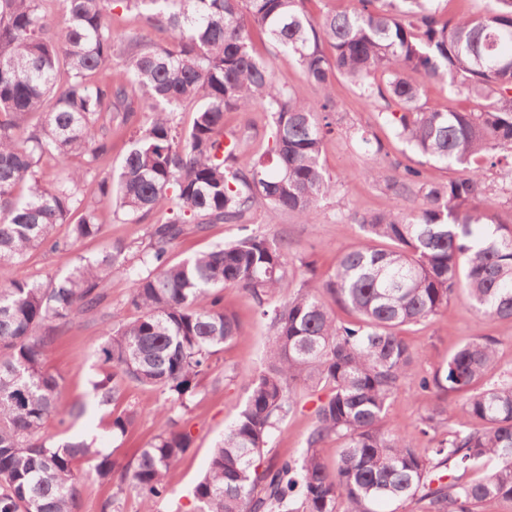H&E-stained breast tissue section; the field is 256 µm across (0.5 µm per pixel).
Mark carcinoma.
Returning a JSON list of instances; mask_svg holds the SVG:
<instances>
[{
	"label": "carcinoma",
	"mask_w": 512,
	"mask_h": 512,
	"mask_svg": "<svg viewBox=\"0 0 512 512\" xmlns=\"http://www.w3.org/2000/svg\"><path fill=\"white\" fill-rule=\"evenodd\" d=\"M115 1L167 30L170 41L152 43L133 31L114 37L104 15ZM437 2L358 0L350 11L313 19L305 0H61L65 24L57 27L39 0H0V512H77L89 462L98 480L117 482L101 512H120L117 494L126 484L141 496L143 512H155L169 470L193 443L171 413L241 334L237 315L224 308L226 288L252 294L273 337L265 370L248 383L238 417L195 487L196 512H396L386 507L417 495L425 512H476L490 498L512 503V371L473 390L495 371L492 339H470L417 378L422 390L467 394L466 423L448 429L430 456L387 421L390 400L415 375L401 327L447 311L459 291L484 318H512V227L477 205L481 162L494 166L498 152L512 150V0H491L477 17L444 16ZM248 24L298 58L321 98L276 83ZM335 73L416 154L466 173L425 184L414 167L390 175L370 169L396 196L419 189L422 207L356 217L361 242L340 254L323 281H304L281 304L272 298L292 281L274 238L251 233L170 263L189 225L205 233L213 224H249L260 207L305 222L336 193L321 161L334 132ZM434 83L486 104L480 112L430 111L421 101ZM188 104L194 118L184 127L176 112ZM258 106L272 115L271 144L239 168V142L224 138V114ZM114 125L130 143L115 176L99 173ZM73 157L83 166L71 167ZM45 158L57 165L49 179L40 175ZM91 173L97 203L130 224L151 221L144 246L115 242L45 282L5 278L35 252L66 254L101 233L99 209L83 190ZM134 251L150 266L129 298L139 316L104 331L102 376L92 387L103 406L120 401L131 383L156 388L169 426L119 467L83 440L57 444L42 435L50 417L86 412L85 404L64 400L45 353L76 318L101 312L112 275L126 270ZM333 303L354 319L337 320ZM300 384L328 389L306 452L266 461ZM446 413V406L429 408L421 432L436 429ZM134 419L133 412L113 416L112 436L124 435ZM329 440L341 443L332 469L320 453ZM488 462L476 482L445 481L452 467Z\"/></svg>",
	"instance_id": "obj_1"
}]
</instances>
